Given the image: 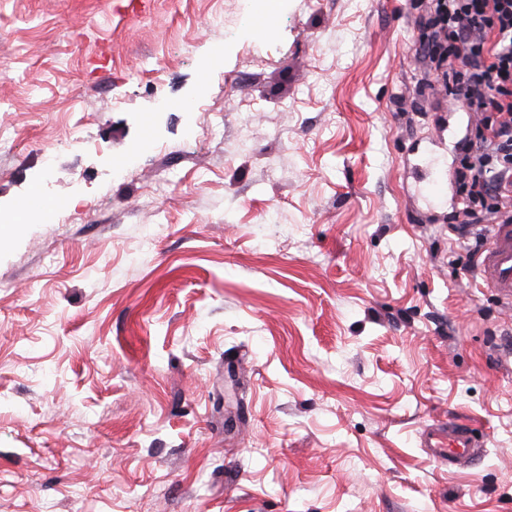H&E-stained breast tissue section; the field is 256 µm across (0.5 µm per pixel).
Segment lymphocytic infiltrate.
Masks as SVG:
<instances>
[{
  "mask_svg": "<svg viewBox=\"0 0 512 512\" xmlns=\"http://www.w3.org/2000/svg\"><path fill=\"white\" fill-rule=\"evenodd\" d=\"M421 88L439 82L475 118L458 160L452 231L482 248L512 216V0H424Z\"/></svg>",
  "mask_w": 512,
  "mask_h": 512,
  "instance_id": "obj_1",
  "label": "lymphocytic infiltrate"
}]
</instances>
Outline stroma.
<instances>
[{"label":"stroma","instance_id":"stroma-1","mask_svg":"<svg viewBox=\"0 0 512 512\" xmlns=\"http://www.w3.org/2000/svg\"><path fill=\"white\" fill-rule=\"evenodd\" d=\"M421 10L0 0V512H512V305L414 195L470 122ZM434 448H448L449 465H461L481 451L482 444L473 438L468 426L448 425L447 445H437Z\"/></svg>","mask_w":512,"mask_h":512}]
</instances>
